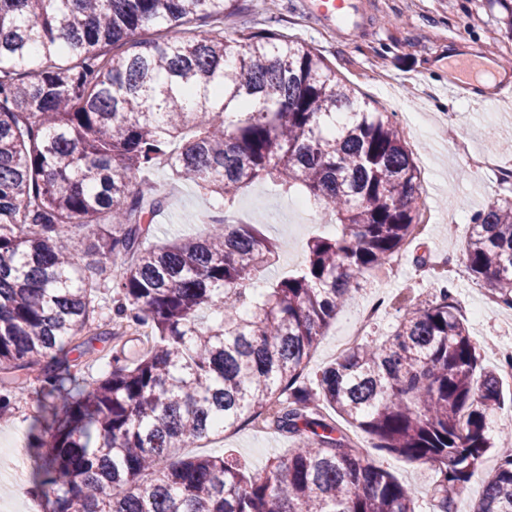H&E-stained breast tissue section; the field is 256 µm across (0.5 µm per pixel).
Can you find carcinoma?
Instances as JSON below:
<instances>
[{
    "label": "carcinoma",
    "mask_w": 512,
    "mask_h": 512,
    "mask_svg": "<svg viewBox=\"0 0 512 512\" xmlns=\"http://www.w3.org/2000/svg\"><path fill=\"white\" fill-rule=\"evenodd\" d=\"M238 0H0V418L38 384L45 512H414L415 492L366 459L431 467L437 512L481 471L499 373L478 355L443 288L301 376L354 285L406 245L421 182L401 128L371 111L313 49L278 30L217 29ZM210 25L206 32L198 24ZM149 27L156 36L142 39ZM224 200L205 236L152 243L160 164ZM302 193L334 236H315L293 273L253 288L278 256L232 223L242 189ZM93 235L112 313L79 262ZM467 268L512 308V200L472 219ZM150 330L93 383L71 354L112 325ZM336 412L334 420L323 412ZM267 419L296 442L249 476L231 456L183 448ZM473 512H512V453Z\"/></svg>",
    "instance_id": "carcinoma-1"
}]
</instances>
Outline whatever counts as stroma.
<instances>
[{"label": "stroma", "mask_w": 512, "mask_h": 512, "mask_svg": "<svg viewBox=\"0 0 512 512\" xmlns=\"http://www.w3.org/2000/svg\"><path fill=\"white\" fill-rule=\"evenodd\" d=\"M360 7L366 22L353 39L307 14L304 0H274L269 8L262 0H239L235 14L223 25L228 36L265 29L290 35L319 52L360 96L392 113L394 121H401L406 112L420 117L419 130L407 131L406 136L437 218L419 226L415 242L402 253L399 275L377 272L361 280L355 296L320 337L305 369L307 382L316 384L321 370L336 360L337 341L348 334L363 310L380 303L368 335L382 339L394 330L406 307L435 299L445 285L452 289V302L468 328L480 368L500 370V351L512 348V309L499 305L484 282L471 275L462 248L473 215L497 199H512V180L474 177L466 159L438 136L437 128L443 120L452 119L467 129L472 152L496 153L512 161V152L503 149L504 141L512 140V40L505 37L491 0H361ZM464 58L480 65L494 64L502 80L508 81L497 101H486L487 90L478 72L470 77L468 95L446 92L451 69ZM149 178L167 197L165 210L156 218L157 240L203 236L208 227L198 223V216L223 210L220 197L203 195L190 183L174 181L166 167H156ZM299 199V193L285 195L268 182L246 188L236 205V219H262L263 232L279 243L272 274L297 267L305 257L308 239L325 230L315 213L309 223H292L287 205ZM46 420L36 408L35 391L30 390L13 414L0 421V448L15 443L22 455V483L0 486V500L12 502L14 512H29L35 500L34 457L27 436ZM350 434L364 457L414 489L415 512H433L432 470L399 456L377 454L371 437L358 428H351ZM292 445V439L274 430L244 427L202 442L200 452L232 456L255 473L269 459L287 455Z\"/></svg>", "instance_id": "1"}]
</instances>
